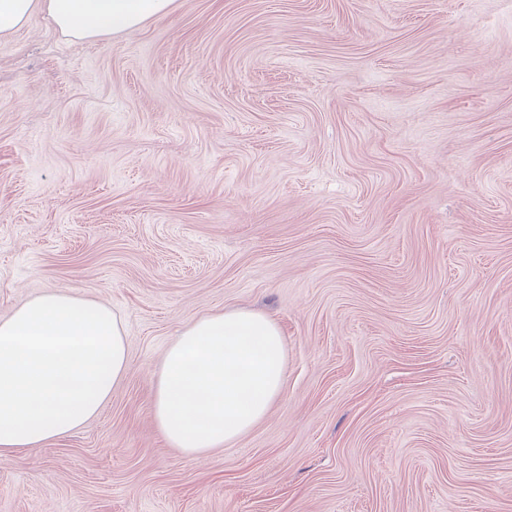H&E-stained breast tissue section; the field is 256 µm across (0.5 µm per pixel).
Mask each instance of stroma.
I'll return each instance as SVG.
<instances>
[{
  "label": "stroma",
  "instance_id": "obj_1",
  "mask_svg": "<svg viewBox=\"0 0 512 512\" xmlns=\"http://www.w3.org/2000/svg\"><path fill=\"white\" fill-rule=\"evenodd\" d=\"M122 319L104 411L0 464V512H512V0H173L0 40V319ZM250 308L281 397L198 460L166 348Z\"/></svg>",
  "mask_w": 512,
  "mask_h": 512
}]
</instances>
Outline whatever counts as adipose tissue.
Listing matches in <instances>:
<instances>
[{"label": "adipose tissue", "mask_w": 512, "mask_h": 512, "mask_svg": "<svg viewBox=\"0 0 512 512\" xmlns=\"http://www.w3.org/2000/svg\"><path fill=\"white\" fill-rule=\"evenodd\" d=\"M172 0H0V39L35 10L75 39L121 34L166 14ZM278 325L251 309L204 315L165 352L152 404L171 447L202 458L264 419L285 382ZM129 367L123 322L61 290L0 320V459L64 437L96 416Z\"/></svg>", "instance_id": "adipose-tissue-1"}]
</instances>
